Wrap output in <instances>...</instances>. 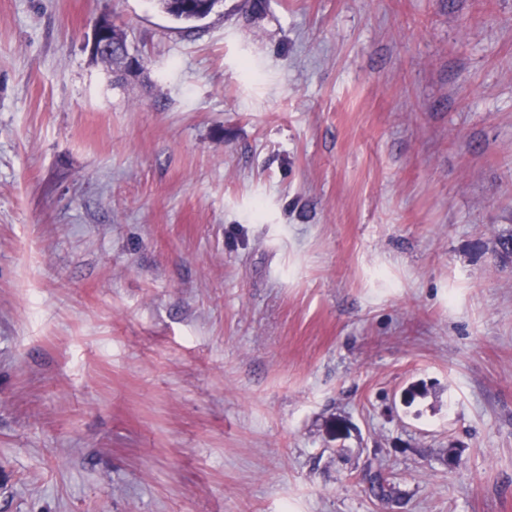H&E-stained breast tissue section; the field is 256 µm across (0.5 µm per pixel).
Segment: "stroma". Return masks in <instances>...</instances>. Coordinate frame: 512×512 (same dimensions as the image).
Segmentation results:
<instances>
[{"label":"stroma","instance_id":"35a3bbf8","mask_svg":"<svg viewBox=\"0 0 512 512\" xmlns=\"http://www.w3.org/2000/svg\"><path fill=\"white\" fill-rule=\"evenodd\" d=\"M252 2L0 0V512H512V0ZM155 2L173 19L191 22L209 16L219 0H156ZM109 51H112V24L109 19L101 18L95 26L92 52L95 56H100Z\"/></svg>","mask_w":512,"mask_h":512}]
</instances>
